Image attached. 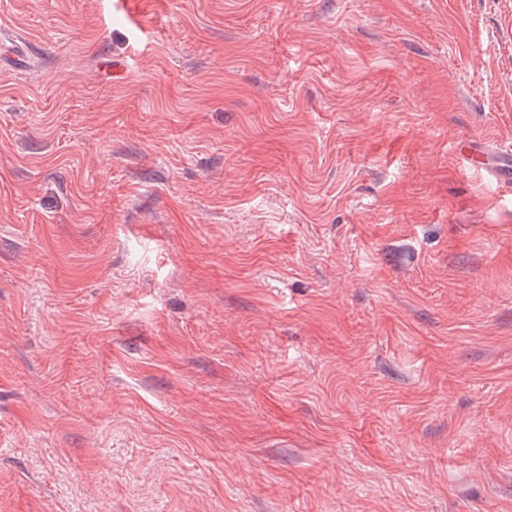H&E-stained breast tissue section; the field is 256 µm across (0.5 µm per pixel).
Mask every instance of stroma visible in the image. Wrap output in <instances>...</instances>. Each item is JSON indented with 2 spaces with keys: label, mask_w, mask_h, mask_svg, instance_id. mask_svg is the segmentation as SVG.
<instances>
[{
  "label": "stroma",
  "mask_w": 512,
  "mask_h": 512,
  "mask_svg": "<svg viewBox=\"0 0 512 512\" xmlns=\"http://www.w3.org/2000/svg\"><path fill=\"white\" fill-rule=\"evenodd\" d=\"M0 512H512V0H0ZM452 149L474 170L487 176L493 183L512 187L511 145L503 146L465 138L456 142ZM476 154L481 158L479 165L472 162Z\"/></svg>",
  "instance_id": "obj_1"
}]
</instances>
